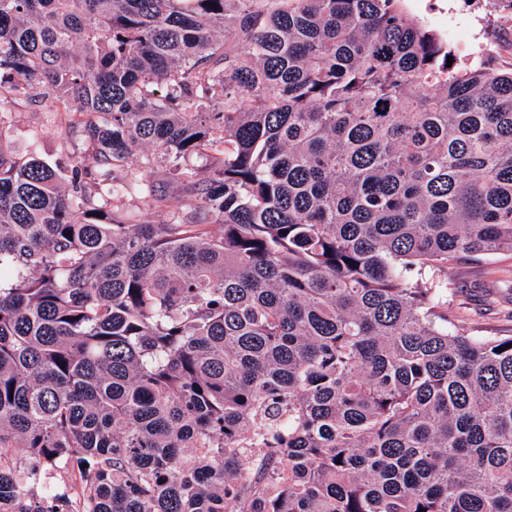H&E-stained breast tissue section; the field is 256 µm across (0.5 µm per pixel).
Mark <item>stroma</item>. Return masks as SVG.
Here are the masks:
<instances>
[{
  "mask_svg": "<svg viewBox=\"0 0 512 512\" xmlns=\"http://www.w3.org/2000/svg\"><path fill=\"white\" fill-rule=\"evenodd\" d=\"M403 8L445 37L459 65L481 59L499 70L512 68V0H403ZM52 101L20 107L0 145L15 152L35 148L49 162L93 166L78 137L69 133ZM448 312L469 336L512 335V254L461 259L448 271Z\"/></svg>",
  "mask_w": 512,
  "mask_h": 512,
  "instance_id": "stroma-1",
  "label": "stroma"
}]
</instances>
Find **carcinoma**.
<instances>
[{"mask_svg":"<svg viewBox=\"0 0 512 512\" xmlns=\"http://www.w3.org/2000/svg\"><path fill=\"white\" fill-rule=\"evenodd\" d=\"M450 55L399 0H0V139L51 98L97 164L0 147V512H512V336L443 287L512 253V70ZM147 170L174 221L97 204Z\"/></svg>","mask_w":512,"mask_h":512,"instance_id":"1","label":"carcinoma"}]
</instances>
